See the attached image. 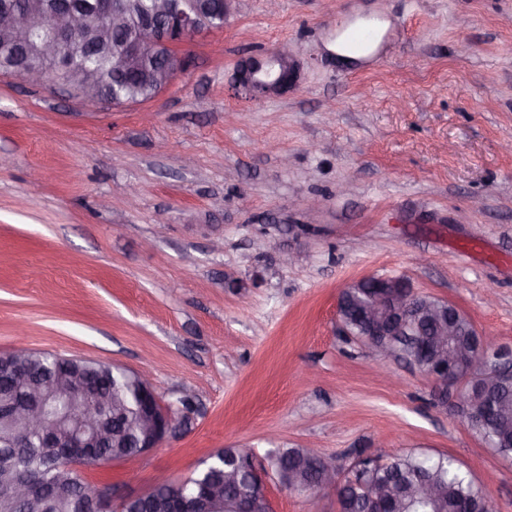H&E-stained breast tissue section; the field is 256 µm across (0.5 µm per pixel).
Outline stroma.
<instances>
[{
	"instance_id": "1",
	"label": "stroma",
	"mask_w": 512,
	"mask_h": 512,
	"mask_svg": "<svg viewBox=\"0 0 512 512\" xmlns=\"http://www.w3.org/2000/svg\"><path fill=\"white\" fill-rule=\"evenodd\" d=\"M372 16L375 51L340 64L329 43ZM180 50L166 88L122 105L0 72V354L195 397L188 431L84 474L121 497L221 448L444 453L512 512V462L336 320L349 284L402 276L512 347V0H234ZM280 51L288 86L242 84ZM266 482L273 512H336Z\"/></svg>"
}]
</instances>
